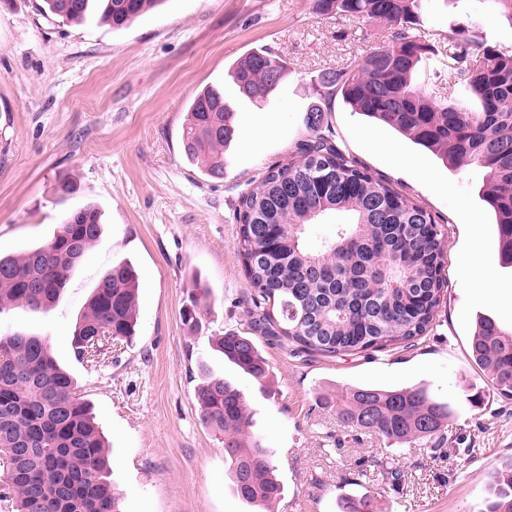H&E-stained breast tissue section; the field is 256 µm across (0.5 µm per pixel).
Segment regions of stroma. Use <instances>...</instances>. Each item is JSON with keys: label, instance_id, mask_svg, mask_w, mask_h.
Instances as JSON below:
<instances>
[{"label": "stroma", "instance_id": "35a3bbf8", "mask_svg": "<svg viewBox=\"0 0 512 512\" xmlns=\"http://www.w3.org/2000/svg\"><path fill=\"white\" fill-rule=\"evenodd\" d=\"M316 0H164L121 29L97 17L65 22L43 0H0V251L50 239L69 209L101 212L99 242L73 270L46 313H0V336L47 337L58 362L90 402L112 451L111 481L122 512H254L224 464L223 435L199 420L198 368L208 365L244 394L272 449L284 492L273 512H343L342 497H372L377 512H483L492 472L512 459V397L496 394L474 362L477 314L512 328V268L480 199L484 172L444 166L387 126L332 98L325 114L338 146L373 175L390 179L446 229L444 300L415 346L334 359L293 355L286 342L259 345L272 372L257 382L213 349L233 329L251 335L252 287L237 253L236 208L262 172L284 162L306 134L318 74L349 66L382 43L381 22L323 16ZM422 36L459 32L512 53V22L490 0H424ZM268 48L288 76L266 106L243 98L229 66ZM207 86L237 114L223 177L189 163L181 144L186 112ZM406 165H398L397 157ZM76 191L59 199V182ZM494 281L493 297L466 288L461 265ZM140 277L137 335L113 345L98 366L75 357L76 322L99 279L119 261ZM211 292L196 330L182 311L198 285ZM422 385L453 400L443 454L396 448L340 425L328 400L346 385ZM480 393L478 404L467 395ZM462 448L476 449L468 461ZM399 485L383 483V465ZM368 475L356 479L357 468Z\"/></svg>", "mask_w": 512, "mask_h": 512}]
</instances>
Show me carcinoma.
Returning <instances> with one entry per match:
<instances>
[{"instance_id":"1","label":"carcinoma","mask_w":512,"mask_h":512,"mask_svg":"<svg viewBox=\"0 0 512 512\" xmlns=\"http://www.w3.org/2000/svg\"><path fill=\"white\" fill-rule=\"evenodd\" d=\"M95 0H44L62 21L83 20ZM158 0H100L102 16L120 29ZM422 0H317L324 15L383 21L387 40L353 64L318 75L323 99L339 95L355 112L382 121L453 166L485 172L483 198L495 215L499 260L512 266V55L453 33L443 49L417 28ZM422 71L429 88L413 84ZM456 74L477 101L450 102L430 78ZM285 62L257 50L234 63L229 76L255 103L287 76ZM308 138L285 163L268 167L241 195L236 214L238 254L254 293L251 329L298 351L336 358L414 343L433 325L443 300L444 232L436 216L374 177L323 132L319 105L307 109ZM235 112L209 87L192 101L182 127L186 159L207 175H224V147L235 136ZM342 216L332 235L311 241L315 226ZM102 234L100 212L88 204L68 211L47 242L0 253V313L16 307L47 312L69 273ZM139 280L127 263L107 271L77 320L72 347L98 362L104 342L134 339ZM209 291L191 301L184 325L194 331ZM216 350L258 381L270 365L256 341L224 332ZM472 356L493 388L512 396V330L480 315ZM195 390L200 420L224 435V463L233 491L271 512L283 486L273 454L253 430V412L230 381L199 367ZM341 422L392 445H426L442 435L453 404L422 386L351 385L336 395ZM0 463L11 512H122L109 480L110 450L88 402L53 356L49 340L23 332L0 336ZM485 512H512V459L494 471Z\"/></svg>"}]
</instances>
